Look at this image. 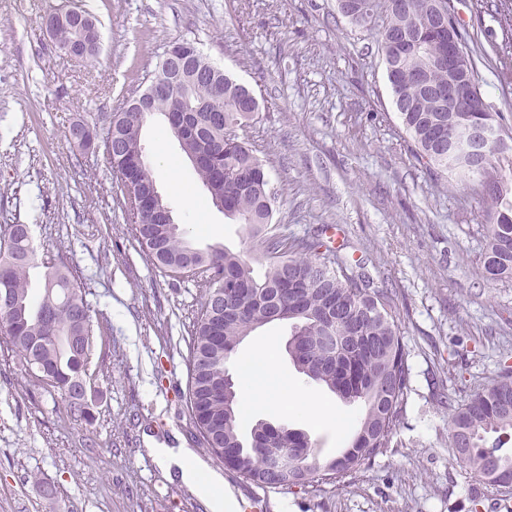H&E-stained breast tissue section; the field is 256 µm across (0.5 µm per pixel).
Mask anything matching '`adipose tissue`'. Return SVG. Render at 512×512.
<instances>
[{"instance_id":"obj_1","label":"adipose tissue","mask_w":512,"mask_h":512,"mask_svg":"<svg viewBox=\"0 0 512 512\" xmlns=\"http://www.w3.org/2000/svg\"><path fill=\"white\" fill-rule=\"evenodd\" d=\"M238 371L246 386L242 391L240 410L249 413L255 406L270 404L281 396H288L301 413L315 414L316 399L302 392L292 391L285 380L278 378L265 349L240 362ZM155 455L168 471L176 472L186 484L192 485L206 500L210 512H238L236 501L224 490L223 476L198 459L188 448H159Z\"/></svg>"}]
</instances>
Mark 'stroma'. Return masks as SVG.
I'll return each instance as SVG.
<instances>
[{
  "mask_svg": "<svg viewBox=\"0 0 512 512\" xmlns=\"http://www.w3.org/2000/svg\"><path fill=\"white\" fill-rule=\"evenodd\" d=\"M490 112L512 138V0H450ZM77 6L97 19L96 66L65 55L44 17ZM193 43L255 93L245 135L279 193L275 223L291 236L328 228L393 293L411 366L403 417L389 448L343 483L260 488L225 474L246 512H512V493L470 474L448 448V404L465 403L512 356V282L483 273L478 179L447 182L417 161L392 105L376 31L337 0H0V227L25 224L36 254L72 270L94 328L85 415L0 353V512H208L151 450L185 447L220 469L196 438L187 359L202 302L196 279L156 265L134 237L103 139L130 89H144L173 42ZM93 128L82 151L73 122ZM156 186L193 247L247 245L176 138L145 125ZM288 324L258 329L237 348L271 349L284 377L345 425L305 419L287 404L241 421L307 432L321 459L345 448L356 407L298 373Z\"/></svg>",
  "mask_w": 512,
  "mask_h": 512,
  "instance_id": "obj_1",
  "label": "stroma"
}]
</instances>
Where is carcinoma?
Listing matches in <instances>:
<instances>
[{
    "mask_svg": "<svg viewBox=\"0 0 512 512\" xmlns=\"http://www.w3.org/2000/svg\"><path fill=\"white\" fill-rule=\"evenodd\" d=\"M361 17L353 24L378 29L382 47L395 32L407 31L412 42L402 49L389 84L395 111L417 147V159L437 177L479 176L492 181L482 187L486 248L483 269L493 282L512 281V154L499 149L488 169L472 165L461 129L474 112H440L435 100L416 80L448 83V69L431 63L438 47L430 41L437 16L429 0H361ZM224 85L214 100L221 119L196 112L209 97L208 84L175 85L153 101L145 117L128 112L137 93L112 113L104 146L112 170L126 190L124 205L135 237L159 265L180 273L192 267L203 298L193 324L187 365V400L200 441L243 482L257 487L274 479L269 456H288L280 488L337 483L390 446L410 390L408 352L388 289L374 283L364 265L351 262L325 241L324 229L303 238L289 237L288 248L273 247L271 235L277 191L251 143L236 134L254 120L259 104L252 91L224 73L213 76ZM171 113L187 122L193 134L179 142L187 157L205 156L194 166L212 204L225 217L244 226L249 251L264 262L263 277L243 254L222 247L194 251L185 231L164 224L161 213L139 204L155 185L142 144L148 119ZM26 225L9 224L0 232V342L27 368L37 359L44 368L42 387L59 391L70 412L83 414L76 392L87 376L94 347L89 308L69 271L53 259L42 261L43 293L30 292L34 255ZM230 288L224 307L211 304L216 289ZM286 322L291 328L286 349L298 372L334 393L346 404L363 406L347 448L322 461L308 435L286 424L258 421L250 436L239 433L241 379L232 378L227 363L238 345L257 329ZM448 447L465 468L485 483L512 486V366L503 365L493 382L449 415Z\"/></svg>",
    "mask_w": 512,
    "mask_h": 512,
    "instance_id": "carcinoma-1",
    "label": "carcinoma"
}]
</instances>
